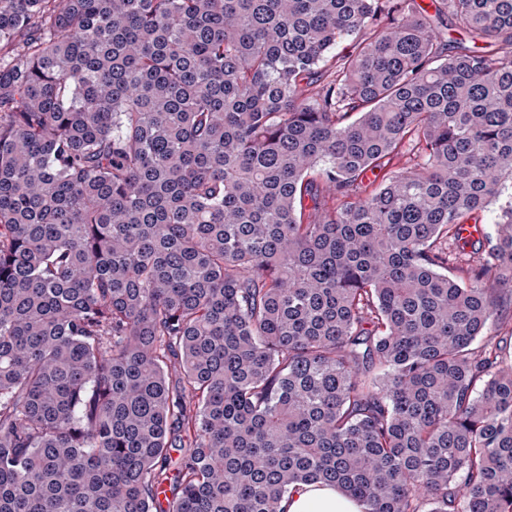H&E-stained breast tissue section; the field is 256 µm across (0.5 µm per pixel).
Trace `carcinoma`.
I'll return each instance as SVG.
<instances>
[{
    "label": "carcinoma",
    "mask_w": 512,
    "mask_h": 512,
    "mask_svg": "<svg viewBox=\"0 0 512 512\" xmlns=\"http://www.w3.org/2000/svg\"><path fill=\"white\" fill-rule=\"evenodd\" d=\"M431 7L0 0V512H512V0ZM498 203H492L482 216V223L465 224L462 228V237L468 241H476L485 235L493 236L497 219ZM482 224L484 226H482ZM484 227V229H483ZM284 512H363V506L334 486L300 485L282 502Z\"/></svg>",
    "instance_id": "obj_1"
}]
</instances>
